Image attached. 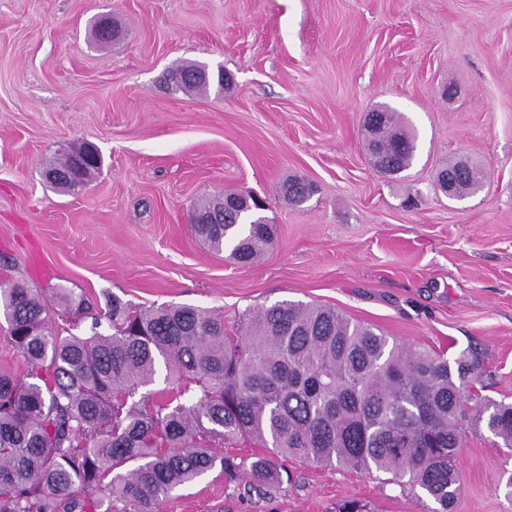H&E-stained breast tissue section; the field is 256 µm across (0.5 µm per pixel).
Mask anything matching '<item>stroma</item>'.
<instances>
[{
	"mask_svg": "<svg viewBox=\"0 0 512 512\" xmlns=\"http://www.w3.org/2000/svg\"><path fill=\"white\" fill-rule=\"evenodd\" d=\"M116 38L95 42V20ZM186 62L225 87L175 89ZM403 112L411 167L378 172L367 112ZM97 148L84 185L45 177ZM486 174L461 199L435 189L448 161ZM300 178L303 205L282 197ZM266 200L276 227L240 264L194 235L198 201ZM93 302L189 304L235 330L290 300L336 308L391 342L485 371L471 390L512 402V0H0V276ZM269 497L215 468L161 512H433L380 473L287 461ZM454 512H512V448L468 427Z\"/></svg>",
	"mask_w": 512,
	"mask_h": 512,
	"instance_id": "1",
	"label": "stroma"
}]
</instances>
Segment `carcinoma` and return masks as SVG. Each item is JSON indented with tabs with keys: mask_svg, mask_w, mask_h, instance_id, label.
Instances as JSON below:
<instances>
[{
	"mask_svg": "<svg viewBox=\"0 0 512 512\" xmlns=\"http://www.w3.org/2000/svg\"><path fill=\"white\" fill-rule=\"evenodd\" d=\"M199 65L172 79L205 91ZM366 147L386 175L412 164L416 136L389 106L365 116ZM475 164L448 163L456 191L480 185ZM79 176L52 180L82 185ZM312 186L288 182L285 199L302 204ZM235 193L200 203L195 234L210 250L231 247L240 264L273 244L274 225L244 224L224 213ZM75 328L91 303L64 288L43 296L24 281L0 283V316L31 368L33 382L0 375V512H157L174 489L196 482L215 463L229 480L243 462L230 451L241 439L265 453L248 474L267 489L281 483L280 461L375 471L432 498L450 512L460 494L456 459L469 418L512 447V404L462 408L465 389L482 373L475 354L448 360L392 343L378 329L334 308L295 301L249 308L236 335L224 320L188 304L137 309L106 299L82 335L54 327L58 309ZM106 320L112 333L99 331ZM171 398L152 403L139 389L160 369Z\"/></svg>",
	"mask_w": 512,
	"mask_h": 512,
	"instance_id": "obj_1",
	"label": "carcinoma"
}]
</instances>
